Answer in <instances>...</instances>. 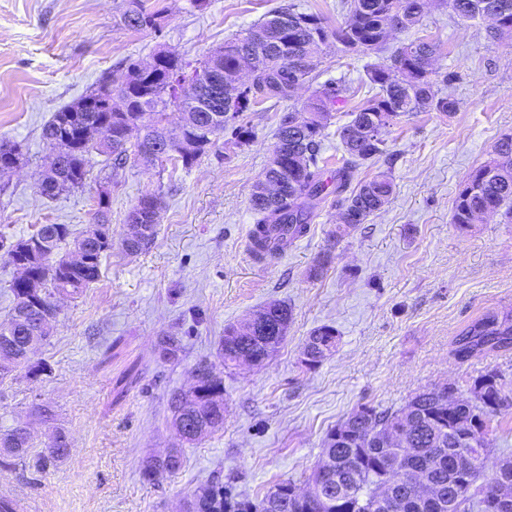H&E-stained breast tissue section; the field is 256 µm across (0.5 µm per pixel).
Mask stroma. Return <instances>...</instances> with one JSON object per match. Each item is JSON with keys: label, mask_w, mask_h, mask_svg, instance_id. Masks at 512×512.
Listing matches in <instances>:
<instances>
[{"label": "stroma", "mask_w": 512, "mask_h": 512, "mask_svg": "<svg viewBox=\"0 0 512 512\" xmlns=\"http://www.w3.org/2000/svg\"><path fill=\"white\" fill-rule=\"evenodd\" d=\"M291 1L333 22L344 17L341 0H211L202 11L190 0H157L165 21L154 32L122 25L127 0H0V140L24 152L22 166L0 177V237H27L42 224L82 231L105 185L114 242L100 279L79 298L58 300L50 336L33 356L46 372L35 377L22 365L0 382V430L21 420L41 437L55 426L71 448L43 471L0 468V496L20 500L24 512H182L212 483L253 498L278 481H303L327 432L359 407L397 410L415 392L444 384L464 395L491 369L512 390V349L464 361L452 354L467 326L512 313V224L495 217L461 231L451 222L461 183L512 133V38H493L485 23L461 21L433 2L418 26L390 36V52L418 37L435 44L458 108L420 112L384 131L388 156L357 177L386 173L394 193L342 237L334 235L340 209L328 200L287 254L258 264L247 250L250 196L280 116L313 86L358 85L372 61L332 49L313 86L249 113L250 144L220 136L189 170L173 160L116 170L94 152L83 187L41 194L49 155L42 128L53 112L101 77L119 78L126 60L148 59L161 45L187 61L203 59ZM357 104H339L323 131L326 171L343 163L337 129ZM148 192L163 200L157 234L129 256L119 246L127 215ZM274 301L292 309L279 352L258 367L221 368L223 428L185 448L177 473L145 477L146 460L178 444L173 393L189 388L198 364L219 366L225 326ZM324 324L336 329L338 345L307 367L305 340ZM169 336L180 344L174 361L162 357ZM39 406L51 410V424L35 415ZM487 430L489 476L499 457L512 455V409L489 418Z\"/></svg>", "instance_id": "obj_1"}]
</instances>
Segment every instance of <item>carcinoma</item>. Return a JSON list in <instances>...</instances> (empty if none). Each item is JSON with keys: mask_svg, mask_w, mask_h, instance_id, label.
<instances>
[{"mask_svg": "<svg viewBox=\"0 0 512 512\" xmlns=\"http://www.w3.org/2000/svg\"><path fill=\"white\" fill-rule=\"evenodd\" d=\"M421 2L426 0H351L345 19L334 26L318 14L299 12L292 5L280 7L191 70L178 53L159 48L152 52L155 65L149 72L140 70L137 61L129 62L119 90L103 79L90 93L106 101L118 92L125 101L124 111L91 110L79 99L54 112L43 126L45 142L68 136L73 148L60 157L61 167L47 177L50 186L42 189V194L54 198L85 183L92 148L81 144L78 134L88 125L98 126L110 140L106 156L114 170L128 165L150 168L166 159H176L190 169L227 131L235 144H249L255 131L247 113L266 101L286 99L295 87L309 82L320 65L323 47L335 43L343 53L375 51L392 33L420 22L425 13L419 8ZM463 2L473 4L474 10L461 8ZM485 3L494 6L500 22L512 28V0H446L463 21L483 18ZM122 22L130 29L156 32L161 30L162 11L147 6V0H129ZM435 54L431 42L419 39L399 47L389 61L365 66L364 83L375 93L355 107L351 119L337 129L347 158L336 172L331 190L319 166V142L331 112L348 88L336 83L316 90L301 107L310 117V123L301 130L294 126L295 112L282 115L272 145V151L281 154V167L263 172L266 179L280 183V192L266 197L257 182L250 198L262 237L273 240L269 257H277L283 245L293 244L308 231L314 208L331 193L352 217L353 229L387 203L393 182L386 174L356 180L360 167L388 154L387 143L381 137L360 140L355 130L376 122L388 128L417 112H454L455 99L439 89L451 77L436 68ZM246 62L254 73L251 90L245 93L244 101H234L235 110L229 119L220 120L224 95H211L213 83L229 86ZM170 109L182 114L175 126L168 120ZM131 126L142 132V139L132 146L124 137ZM161 204L160 195L149 192L129 212L127 224H138L143 231L123 239L127 254L146 250L154 240ZM484 210L500 212L506 223H512V134L502 135L494 145L493 158L461 184L451 223L466 230L474 223L475 215ZM110 211L111 200L97 204L92 224L78 234L68 224H42L27 238L0 244L9 263H14L18 254L31 264V276L16 277L8 285L13 305L0 322V358L13 361L17 367L27 365L34 373L44 371L41 364L33 365L30 359L46 340L55 319L51 303L62 292L72 298L81 296L101 277L102 257L112 245L99 240L97 227L104 226L107 233H112ZM67 244L84 249L88 262L68 264L60 254ZM290 320L288 306L274 302L258 311L256 319L245 318L227 326L219 341L224 366L236 363L243 354L264 357L276 353ZM337 340L333 326L315 328L306 340L304 363L310 367L321 363ZM510 347L512 315L491 313L460 333L454 354L464 360L478 351ZM447 398L448 386H435L416 392L398 410L363 406L351 413L329 430L323 441L321 458L329 460L333 479L322 486L320 496L303 503L288 502L286 512H438L430 505L409 509L405 500L410 491L404 486L388 495V476L398 469L415 468L426 473L443 499L456 502L458 512H484L483 504L494 487L512 484V465L482 478V459L490 447L484 433L486 419L512 407V392L504 390L497 371L480 375L473 380L469 396L461 395L456 400L453 424L444 422L442 415V401ZM170 408L173 426L182 440L188 444L201 440L224 427L223 380L203 382L201 394L191 399L174 397ZM404 417L412 418L413 425L403 438L393 445L381 441L379 434L399 428ZM463 447L473 460V466L464 472L456 466ZM69 453V442L58 430L50 434L40 450L30 432L16 425L0 431L3 468L21 465L39 471L63 461ZM183 461L182 453L174 450L163 459H149L144 474L150 478L162 471L176 473ZM291 484L290 479L279 481L254 498L235 497L218 485L203 486L189 501L188 512H269L268 505L285 497V488Z\"/></svg>", "mask_w": 512, "mask_h": 512, "instance_id": "1", "label": "carcinoma"}]
</instances>
